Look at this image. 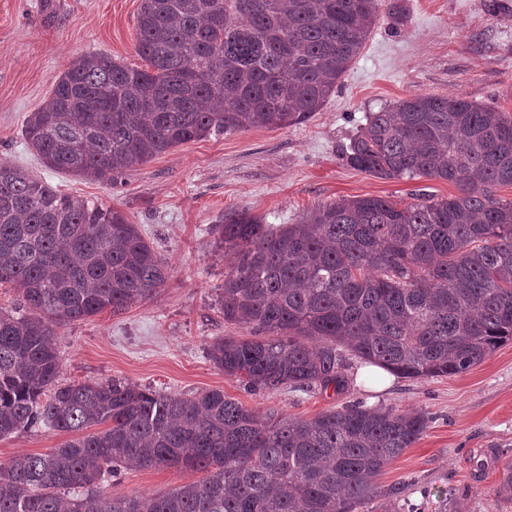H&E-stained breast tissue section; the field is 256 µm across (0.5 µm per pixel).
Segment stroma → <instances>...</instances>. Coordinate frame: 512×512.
Instances as JSON below:
<instances>
[{"label":"stroma","mask_w":512,"mask_h":512,"mask_svg":"<svg viewBox=\"0 0 512 512\" xmlns=\"http://www.w3.org/2000/svg\"><path fill=\"white\" fill-rule=\"evenodd\" d=\"M404 22L380 19L319 112L304 123L252 128L188 142L127 171L117 185L46 169L22 136L26 117L69 62L103 54L130 66L138 56L141 0H0V159L66 194L112 206L167 263L169 279L151 299L59 330L66 383L116 378L172 395L211 389L256 412L311 418L350 401L424 410L431 422L382 474L402 493L396 512H512L497 495L512 460V341L464 374L395 378L383 389L354 380L348 393L246 391L210 361L207 348L240 335L216 304L230 255L213 229L225 211L248 209L269 224H294L339 198L377 196L400 204L419 194H455L425 177L381 179L342 156L369 113L415 95L461 94L512 115V0H401ZM67 433L35 428L0 438V461L59 447ZM174 468L122 470L104 494L158 493L202 479Z\"/></svg>","instance_id":"35a3bbf8"}]
</instances>
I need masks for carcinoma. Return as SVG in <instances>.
I'll return each mask as SVG.
<instances>
[{
	"mask_svg": "<svg viewBox=\"0 0 512 512\" xmlns=\"http://www.w3.org/2000/svg\"><path fill=\"white\" fill-rule=\"evenodd\" d=\"M381 0H142L132 68L69 63L22 136L44 167L113 185L190 141L287 127L320 111L375 28ZM347 163L382 179L456 185L403 207L318 205L295 224L224 213L236 255L217 304L249 331L208 356L253 390L349 391L353 362L402 378L469 371L512 341V116L459 94L369 114ZM167 267L111 206L64 194L0 159V438L72 434L0 462V512H365L400 497L387 465L425 432L421 409L345 404L261 417L217 389L162 394L119 379L63 383L56 329L165 287ZM125 466L201 471L164 493L102 496Z\"/></svg>",
	"mask_w": 512,
	"mask_h": 512,
	"instance_id": "carcinoma-1",
	"label": "carcinoma"
}]
</instances>
